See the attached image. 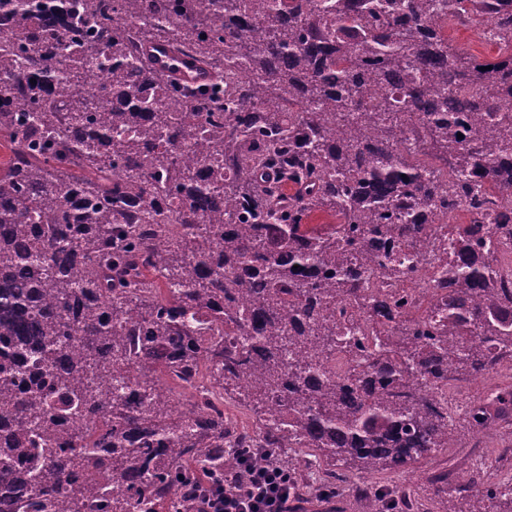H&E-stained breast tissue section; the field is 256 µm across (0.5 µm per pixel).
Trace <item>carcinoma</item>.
<instances>
[{"mask_svg":"<svg viewBox=\"0 0 512 512\" xmlns=\"http://www.w3.org/2000/svg\"><path fill=\"white\" fill-rule=\"evenodd\" d=\"M257 2L126 0L127 14L156 18L139 28L109 0H75L63 27L53 3L0 11V70L22 68L0 87L12 151L0 168V512H198L224 476L295 445L326 463L331 495L355 469L397 471L455 445L409 374L437 386L512 359V292L489 239L448 225V293L429 314L362 291L366 270L408 277L431 204L465 206L473 224L509 219L512 126L461 139L456 127L508 106L512 0H447L448 23L495 24L506 51L491 60L452 48L434 0ZM156 44L211 80L161 74L146 54ZM88 63L106 72L101 103L86 96ZM365 107L354 133L335 132ZM408 136L414 154L400 149ZM436 162L453 175L446 192L423 174ZM315 212L339 229H309ZM346 301L367 335L342 329ZM202 358L211 387L264 431L235 465L224 415L194 388ZM494 401L511 413L512 386ZM469 486L434 512H472ZM484 495L491 512L512 505V480ZM377 500L379 512L414 504Z\"/></svg>","mask_w":512,"mask_h":512,"instance_id":"obj_1","label":"carcinoma"}]
</instances>
